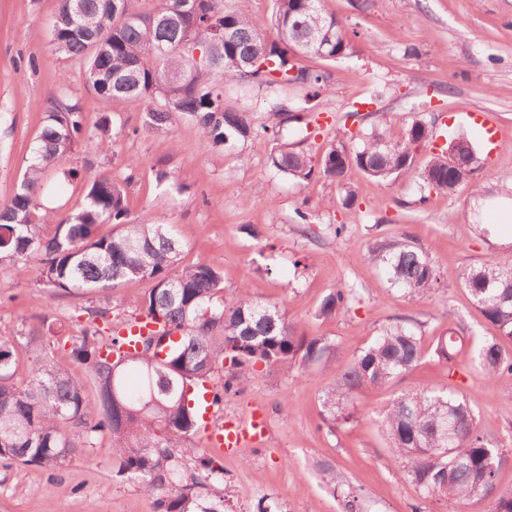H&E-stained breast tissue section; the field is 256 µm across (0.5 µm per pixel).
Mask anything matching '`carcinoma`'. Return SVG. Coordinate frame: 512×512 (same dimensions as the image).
Listing matches in <instances>:
<instances>
[{
    "instance_id": "cac0c4a2",
    "label": "carcinoma",
    "mask_w": 512,
    "mask_h": 512,
    "mask_svg": "<svg viewBox=\"0 0 512 512\" xmlns=\"http://www.w3.org/2000/svg\"><path fill=\"white\" fill-rule=\"evenodd\" d=\"M136 0H60L51 26L55 50L85 61L88 90L102 104L96 125L99 146L109 131L112 104L129 99L149 103L143 127L168 132L187 115L215 148L226 141L257 138L277 141L289 132L308 139L309 102L333 89L330 64L350 58L355 47L336 17L321 9L322 0H272L268 20L253 17L239 0H160L141 12ZM273 30V36L267 30ZM208 46V59L197 61L185 44ZM165 52H160V48ZM327 62L312 67L306 60ZM291 88L299 97L289 99ZM261 97L265 121H256L253 98ZM342 140L315 159L287 148L270 157L272 167L297 182L315 175L342 183L355 167L386 182L412 172L416 154L435 136V123L415 120L392 139L373 123L370 129L341 131ZM91 136L82 108L60 98L51 102L30 151L27 168L13 196L0 203V266L39 259V282L60 293L100 297L128 280L151 288L140 303V316L168 331H179L161 362L148 338L117 357L124 336L110 343L95 326L69 337V357L88 368L97 387L98 417L88 415L85 389L57 360L38 354L46 336L57 331L46 320L31 327L26 343L0 336V465H38L52 472L91 446L101 431L112 437V476L128 479L155 498L156 512H224V468L201 448L188 445L198 434L197 387L214 372H224L221 394L237 392L242 371L258 363L290 369L324 366L335 354L325 337L298 333L278 306L254 299L242 288L224 293L221 271L198 262L176 269L183 245L173 225L130 217L128 187L132 175L117 179L99 171L88 181L83 203L67 218L55 219L43 179ZM471 143L456 137L434 154L419 173L431 191L453 196L474 182L479 165L467 164ZM105 224L109 233L100 232ZM391 287L419 304L438 289L436 269L408 235L386 238L369 252ZM459 284L498 335L478 341L475 361L485 382L512 373V266L490 256L460 269ZM353 289H338L320 303L316 316L346 314ZM467 340L465 328H450L435 348L439 360L453 363ZM33 357L25 381L18 347ZM423 358L416 330L407 319L384 327L338 373L321 400L322 422L330 430L360 415L361 397L371 388L403 376ZM134 374L139 390L126 379ZM393 460L404 478L429 496L448 502L493 497L491 512H512V487L497 486L504 450L487 438L474 401L463 392L430 385L400 393L379 420Z\"/></svg>"
}]
</instances>
